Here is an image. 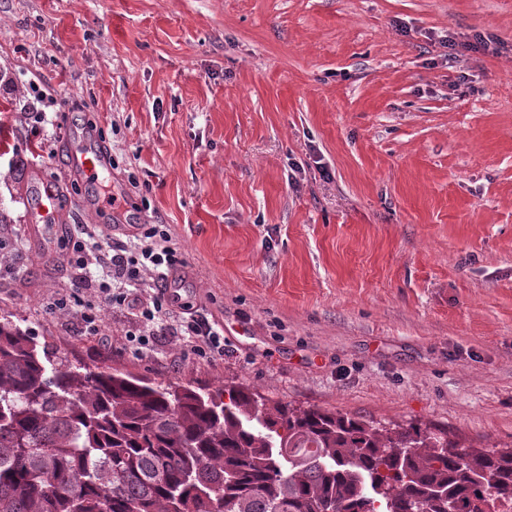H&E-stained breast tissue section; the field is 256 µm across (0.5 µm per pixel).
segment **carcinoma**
<instances>
[{
	"label": "carcinoma",
	"mask_w": 512,
	"mask_h": 512,
	"mask_svg": "<svg viewBox=\"0 0 512 512\" xmlns=\"http://www.w3.org/2000/svg\"><path fill=\"white\" fill-rule=\"evenodd\" d=\"M495 512L512 449L52 362L0 320V512Z\"/></svg>",
	"instance_id": "1"
}]
</instances>
